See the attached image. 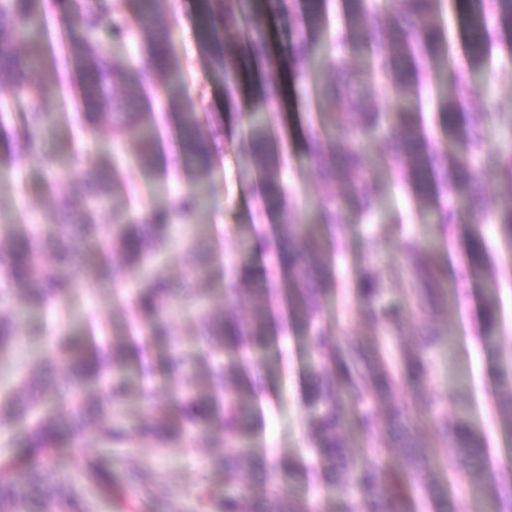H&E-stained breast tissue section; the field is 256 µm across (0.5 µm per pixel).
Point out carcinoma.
I'll list each match as a JSON object with an SVG mask.
<instances>
[{"label":"carcinoma","mask_w":512,"mask_h":512,"mask_svg":"<svg viewBox=\"0 0 512 512\" xmlns=\"http://www.w3.org/2000/svg\"><path fill=\"white\" fill-rule=\"evenodd\" d=\"M159 0H136L137 19L151 60L163 88L176 100L183 83L182 64L170 49L167 25L158 17ZM480 8L468 12V59L470 67L454 71L452 91L437 107V125L446 139L456 144L448 153L431 145L418 111L405 101L430 85L432 72L440 64L451 66L444 25V0H391L386 21L381 22L367 8L366 0H342L345 25L330 42L323 39L325 0H272L273 7L299 14L300 25L293 44L297 63L303 69L326 67V86L315 92L335 110V131L310 127L306 148L319 172L344 185L336 199L320 200L312 224H282L271 244L272 267L261 288L255 287L247 272L229 269L225 292L256 296L247 319L201 312L205 289L194 281L205 278L206 265L190 273L187 284L178 285L155 273L133 289V312L126 335L142 347L158 336L167 335V322L178 310L194 313L198 339L186 347L172 340L167 365L188 370L200 359L207 364L208 385L204 390L189 388L154 405L143 433L157 444L194 432L223 430L214 445L224 448L218 465L224 471L227 493L210 491L201 500L203 512H310V508L289 492L292 479L303 466L292 460L257 455L247 446L250 422L255 411L251 389V353H263L274 342L273 327L278 312L271 304L279 299L285 322L300 333L318 356V369L308 405L314 429L312 447L321 470H308V479L322 480L336 489L338 506L330 512H360L363 504L371 512H415L421 489L430 512H448L447 497L438 495L434 474L444 467L465 479L490 501L493 512H512V478L491 480L486 446L469 419L453 423L435 414V403L420 410L433 415L440 433L425 439L412 432L413 414L398 395L419 391L427 384L429 367L424 353L402 352L397 363L384 353L379 337L401 335L402 314L412 304L427 312L448 301V288L433 253L415 238H406L401 249L414 268L407 304L382 301L383 282L376 272L362 270L353 283L337 279L335 257L343 249L347 215L364 216L383 202L387 184L362 175L365 157L357 147L361 140L381 136L394 161L392 180L404 184L426 224L436 225L442 239L453 236L458 214L454 207L434 206L443 196L458 198L462 209L474 219L486 217L482 182L473 175L472 155L485 142L492 113L472 110L465 126L460 116L467 101L479 91L478 77L487 61L493 32L488 17L502 27H512V0H479ZM45 0H0V84L11 88V96L0 100V128L20 118L16 132L18 153L8 167L19 165L33 151L38 137L52 124L53 113L45 103L55 86L27 80L28 71L50 68L75 71L73 97L82 109L88 127L105 116L111 105L112 85L125 88L127 108L112 123V134L123 138L135 156L146 180L153 177L156 146L155 115L140 106L148 76L140 66L123 56H112L100 47L97 33L108 29L115 40L122 39L128 22L122 5L115 0H73L75 22L66 21L56 33L47 28ZM199 25L203 40L212 50L215 70L224 74L227 89L235 93L242 76L261 67L270 56V44L259 27V5L250 0H200ZM228 39L246 47L242 57L224 49ZM24 43L19 51L18 43ZM363 48L370 55V68L385 76L396 107L380 111L371 94L357 89L354 75L336 64L326 65L330 48ZM182 150L177 166L192 174L189 191L168 209H152L141 215L115 203L124 190L121 176L110 158L99 157L79 183L69 182L49 153L41 157L49 185L60 191L52 222L38 228L22 227L11 238L0 240V280L22 293L34 311L68 306L78 283L72 270L84 254L93 255L89 281L125 287L130 273L144 260L166 250L172 227L196 226L202 203V186L211 175V147L201 133L206 114L196 108L176 113ZM249 160L261 184L260 206L267 214L292 208L288 188L283 184L282 144L275 115L251 112L244 130ZM109 215L111 228L103 232L101 219ZM503 239L512 245V201L504 203L497 215ZM487 254L480 236L470 241L468 268L483 266ZM353 295L369 314L373 339L350 337L328 341L327 327L313 326L324 304L335 295ZM44 324L28 321L19 325L13 313L0 310V349L8 350L18 336L39 338ZM56 366L65 374V387H58L55 375L34 369L29 376L0 400V416L14 432L12 454L0 459V512H81L88 508L82 499L85 489L101 497L112 496V461L91 459L76 477H62L54 465L55 452L78 443L88 423L95 424L98 443L122 445L130 427L116 413L132 394L128 361L123 352L89 347L67 329L53 336ZM356 413L364 433L378 446L372 460L350 470L344 427L350 413ZM401 456L400 468H391L385 453ZM263 472L268 489L261 499L247 490L236 489L244 471ZM150 512H173L160 488L149 497Z\"/></svg>","instance_id":"obj_1"}]
</instances>
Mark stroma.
<instances>
[{"instance_id":"35a3bbf8","label":"stroma","mask_w":512,"mask_h":512,"mask_svg":"<svg viewBox=\"0 0 512 512\" xmlns=\"http://www.w3.org/2000/svg\"><path fill=\"white\" fill-rule=\"evenodd\" d=\"M160 11L169 27L173 51L183 64L180 104L192 102L203 107L223 134L211 143L212 176L206 183L209 206L193 238L194 249H187L180 229H173L174 243L169 252L147 262L143 270L178 280L194 266L196 259H205L210 267L205 287L211 310L243 318L250 314L253 299L244 296L227 302L225 263L244 259L257 283L264 280L271 266L267 252L242 247L241 241L247 236L250 225H262L264 237L273 238L280 224L311 222L317 202L342 193L340 184L319 174L306 149L302 130L307 105L313 100L315 88L323 84L324 77L298 70L294 63L291 56L296 33L294 18L263 12L261 22L273 37L272 64L283 71L291 89L290 97L276 105L275 110L283 115L280 124L286 150L283 180L298 206L287 216L261 215L259 180L242 143L241 129L244 115L264 109L266 100L250 86L235 97H225L224 84L215 73L210 51L199 34L197 0H161ZM479 86V94L471 100V107L496 112L502 105L512 103V31L501 29L494 34L488 62L479 76ZM58 113L57 135L45 142L43 148L57 153L60 169L78 176L90 169L96 157H111L122 170L128 186L127 194L117 195V204L123 205L128 199L136 198L137 189L143 184L140 171L126 145L113 140L109 124H101L94 139L87 141L78 121L79 108L62 107ZM179 146L180 138L174 126L165 125L158 141V174L147 199L149 205L171 206L184 190L185 179L171 177ZM510 148L512 114L506 117L504 126L493 135L474 163V171L485 186L489 209L493 212L512 196V184L497 174L500 154ZM363 151L370 160L368 176L387 181L388 192L374 219H348L346 246L337 260L338 270L348 279L359 269L376 270L382 277L387 300L397 302L412 278L411 266L398 248L402 236L411 233L429 244L435 239V231L433 225L421 222L416 204L403 185L390 181L382 142H366ZM20 166L22 176L16 177L7 171L0 173V212L10 217L9 223L0 224V238L11 235L16 224L48 223L57 207L56 193L44 184L39 157L27 156ZM476 234L484 238L492 262L476 269L468 281L462 283L458 274L468 262V240ZM371 235L376 242L373 250L367 252L363 242ZM438 263L447 274L449 294L461 296L460 306L438 308L426 320L421 319L417 308H409L403 336L386 342L385 348L388 355L395 358L401 349H421L428 331L451 333V347L435 349L429 355L430 385L426 394L437 402L440 411L452 415L461 408L468 410L472 426L487 442L490 472L500 473L512 461V435L506 428L507 418L512 415V395L497 385L498 373L512 367V246L503 240L493 221L486 219L476 224L466 218L449 245L443 247ZM492 275L498 279L499 329L493 339L486 340L480 336L479 328L485 311L484 285ZM73 304L81 315L85 312L91 315L90 320L81 318L74 322L76 334L121 349L150 378L146 390H134L125 407L124 418L129 424L148 419L153 398L204 384V373L200 370L158 376V349H136L124 336L123 327L131 313L125 291L108 284H84L78 288ZM42 320L48 329L47 335L24 343L22 355L12 357L14 370L0 377L1 393L12 388L19 370L31 360H40L45 367L53 366L50 333L58 324L59 314L53 309L45 310ZM278 351L279 362L252 374L258 400L255 433L250 444L264 455L290 457L312 464L316 458L311 451V425L306 410V391L314 377L309 354L303 341L291 333L280 335ZM216 453L210 442L191 437L160 447L135 434L126 444L111 448L99 444L89 434L81 445L60 451L56 462L62 471L69 473L87 456L107 458L118 465L126 456L135 455L142 468L164 485L173 504L191 512L202 490L224 485L223 474L213 471L210 465Z\"/></svg>"}]
</instances>
